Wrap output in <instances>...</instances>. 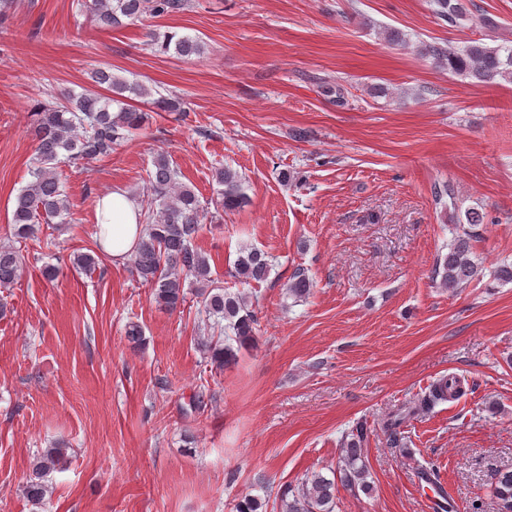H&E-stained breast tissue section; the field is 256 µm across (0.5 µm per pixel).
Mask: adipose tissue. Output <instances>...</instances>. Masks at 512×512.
I'll use <instances>...</instances> for the list:
<instances>
[{
  "instance_id": "adipose-tissue-1",
  "label": "adipose tissue",
  "mask_w": 512,
  "mask_h": 512,
  "mask_svg": "<svg viewBox=\"0 0 512 512\" xmlns=\"http://www.w3.org/2000/svg\"><path fill=\"white\" fill-rule=\"evenodd\" d=\"M138 211L135 201L118 188L98 199L97 241L113 261H124L133 253L143 230Z\"/></svg>"
}]
</instances>
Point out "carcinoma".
Here are the masks:
<instances>
[{"label": "carcinoma", "mask_w": 512, "mask_h": 512, "mask_svg": "<svg viewBox=\"0 0 512 512\" xmlns=\"http://www.w3.org/2000/svg\"><path fill=\"white\" fill-rule=\"evenodd\" d=\"M187 7L188 0H91L88 11L91 22L98 27L114 28L146 14H176ZM433 12L453 25L467 15L461 0H433ZM171 48L181 56H191L201 53L203 46L196 38L166 35L160 49L166 52ZM422 53L450 73L480 83L497 78L512 83V45L489 46L480 40L462 46L434 42L424 45ZM91 81L94 88L69 95L60 104L38 102L31 112L30 135L35 143L31 181L16 195L12 207L13 235L18 240L35 237L41 217L64 222L69 216L70 203L58 173L60 163L89 162L110 155L129 132L142 128L148 119L147 113L126 103L130 95L146 96L144 85L131 83L103 68L92 72ZM114 104L119 106L116 112L112 111ZM152 166L148 174L150 199L142 205L143 235L132 255V271L139 281L150 285L154 301L170 310L184 301L185 283L197 288L204 312L215 318L217 329L224 333V340L208 346L211 362L222 367L236 360L238 350L253 343L255 312L246 296L216 284L209 257L195 245L204 207L194 189L180 180L181 173L171 166L166 155H156ZM214 178L222 186L217 205L223 210L235 211L249 204L237 171L218 168ZM472 240L470 230L455 225L453 243L448 253L437 259L434 269L440 287L460 288L481 275V268L471 258ZM24 262V256L14 247L0 246V288H9L18 280ZM268 273L269 261L257 249L238 256L234 263L235 278L243 282L262 281ZM312 287L309 276L300 269L288 284V294L302 300L310 295ZM458 391V378L443 376L406 413L396 412L384 419L381 427L389 445H399L400 427L407 416L430 412ZM366 434V426L360 424L345 436V453L337 466L339 480L328 479L319 472L306 475L301 486L281 493V512H334L338 481L350 490H367L362 463ZM64 458L62 448H48L35 456L24 487L25 497L32 505L44 503L50 494L45 477L58 469ZM496 493L498 499L512 501L511 473L497 475Z\"/></svg>", "instance_id": "carcinoma-1"}]
</instances>
